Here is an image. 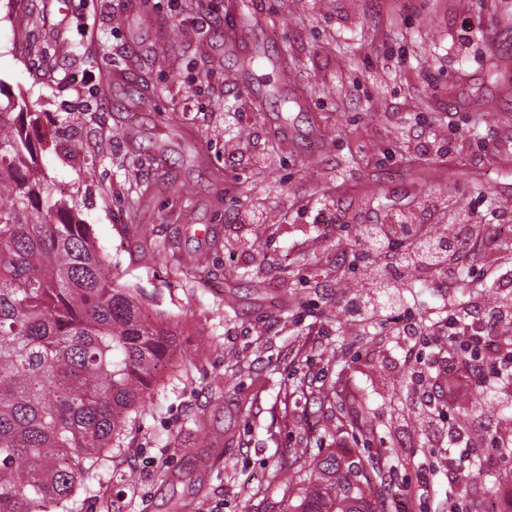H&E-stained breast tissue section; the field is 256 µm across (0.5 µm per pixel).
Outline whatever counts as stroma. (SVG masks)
<instances>
[{
  "mask_svg": "<svg viewBox=\"0 0 512 512\" xmlns=\"http://www.w3.org/2000/svg\"><path fill=\"white\" fill-rule=\"evenodd\" d=\"M182 2L0 0V86L55 139L40 158L54 195H79L113 270L168 313L182 353L71 512H288L270 477L304 467L295 449L356 446L329 404L290 394L299 378L351 408L369 397L367 441L399 512H448L460 496L507 512L512 460L489 444L512 421L475 411L471 443H450L458 410L430 377L448 339L421 321L512 332L493 317L512 279L487 261L512 256V232L462 250L456 285L419 274L417 297L368 319L355 309L370 272L399 251L355 235L397 215L512 214V67L496 63L512 56V0ZM230 20L254 27L262 69L225 50ZM142 226L175 245L147 268ZM215 235V263L173 285L179 257Z\"/></svg>",
  "mask_w": 512,
  "mask_h": 512,
  "instance_id": "35a3bbf8",
  "label": "stroma"
}]
</instances>
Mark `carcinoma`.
Wrapping results in <instances>:
<instances>
[{
  "instance_id": "1",
  "label": "carcinoma",
  "mask_w": 512,
  "mask_h": 512,
  "mask_svg": "<svg viewBox=\"0 0 512 512\" xmlns=\"http://www.w3.org/2000/svg\"><path fill=\"white\" fill-rule=\"evenodd\" d=\"M36 123L25 98L0 103V512H69L178 348L164 315L148 314L140 289L109 269L77 200L50 196ZM138 235L142 262L170 249L147 228ZM201 266L184 258L176 275ZM371 278L366 302L391 303L393 282L377 269ZM477 359L466 339L448 344V374L436 372L448 398H465ZM319 399L336 403V420L353 434L372 429L370 411L354 420L336 392ZM368 452L332 451L296 477L275 473L289 512H389Z\"/></svg>"
}]
</instances>
